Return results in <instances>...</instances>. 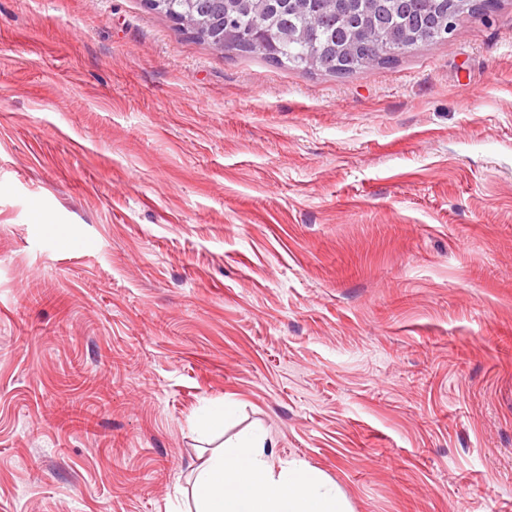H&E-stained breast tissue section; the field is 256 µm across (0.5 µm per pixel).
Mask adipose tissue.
<instances>
[{
    "label": "adipose tissue",
    "instance_id": "obj_1",
    "mask_svg": "<svg viewBox=\"0 0 512 512\" xmlns=\"http://www.w3.org/2000/svg\"><path fill=\"white\" fill-rule=\"evenodd\" d=\"M264 434L242 437L200 458L186 512H348L345 498L302 461L273 468Z\"/></svg>",
    "mask_w": 512,
    "mask_h": 512
}]
</instances>
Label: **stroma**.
I'll use <instances>...</instances> for the list:
<instances>
[{
	"label": "stroma",
	"instance_id": "stroma-1",
	"mask_svg": "<svg viewBox=\"0 0 512 512\" xmlns=\"http://www.w3.org/2000/svg\"><path fill=\"white\" fill-rule=\"evenodd\" d=\"M253 432L351 512H512V0L344 77L0 0V512H183ZM67 403L63 409L64 422L72 427L88 430L93 415V405L86 404L78 398L67 399Z\"/></svg>",
	"mask_w": 512,
	"mask_h": 512
}]
</instances>
